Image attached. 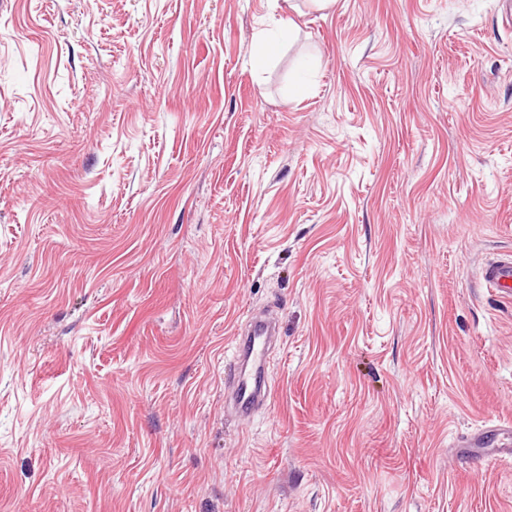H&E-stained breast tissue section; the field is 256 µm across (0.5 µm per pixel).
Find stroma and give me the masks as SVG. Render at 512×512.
Segmentation results:
<instances>
[{"mask_svg": "<svg viewBox=\"0 0 512 512\" xmlns=\"http://www.w3.org/2000/svg\"><path fill=\"white\" fill-rule=\"evenodd\" d=\"M509 252L512 0H0V512H512ZM482 279L487 288L507 295L512 292V255L486 265ZM270 338L268 326L256 324L248 336H237L238 346L224 362V385L232 390L240 414L249 413L258 402L268 401L272 397L263 376ZM242 360L252 364L251 373L243 371Z\"/></svg>", "mask_w": 512, "mask_h": 512, "instance_id": "stroma-1", "label": "stroma"}]
</instances>
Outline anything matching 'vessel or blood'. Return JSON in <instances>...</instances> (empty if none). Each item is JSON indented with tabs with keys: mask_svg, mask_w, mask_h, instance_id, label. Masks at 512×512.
<instances>
[{
	"mask_svg": "<svg viewBox=\"0 0 512 512\" xmlns=\"http://www.w3.org/2000/svg\"><path fill=\"white\" fill-rule=\"evenodd\" d=\"M482 279L486 287L512 292V255L486 265ZM270 338L266 324L255 325L253 332L238 337L234 356L224 362V385L231 389L239 413H249L272 396L263 376Z\"/></svg>",
	"mask_w": 512,
	"mask_h": 512,
	"instance_id": "1",
	"label": "vessel or blood"
}]
</instances>
